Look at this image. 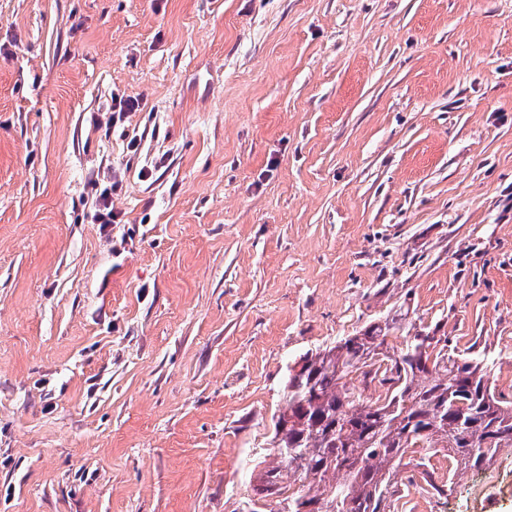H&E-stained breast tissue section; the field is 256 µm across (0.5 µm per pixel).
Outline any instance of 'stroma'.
I'll return each instance as SVG.
<instances>
[{
    "label": "stroma",
    "mask_w": 512,
    "mask_h": 512,
    "mask_svg": "<svg viewBox=\"0 0 512 512\" xmlns=\"http://www.w3.org/2000/svg\"><path fill=\"white\" fill-rule=\"evenodd\" d=\"M397 314L512 400V0H0V512H251L289 365ZM452 466L390 512H512Z\"/></svg>",
    "instance_id": "35a3bbf8"
}]
</instances>
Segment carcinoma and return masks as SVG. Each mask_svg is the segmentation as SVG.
Wrapping results in <instances>:
<instances>
[{"label": "carcinoma", "mask_w": 512, "mask_h": 512, "mask_svg": "<svg viewBox=\"0 0 512 512\" xmlns=\"http://www.w3.org/2000/svg\"><path fill=\"white\" fill-rule=\"evenodd\" d=\"M400 330L394 317L371 324L305 353L300 373L288 375L275 463L259 488L289 492L282 512H387L416 449L442 450L465 470L512 447V403L495 395L485 360L434 355L422 332L389 343ZM356 374L386 385V396L361 397L347 381Z\"/></svg>", "instance_id": "cac0c4a2"}]
</instances>
